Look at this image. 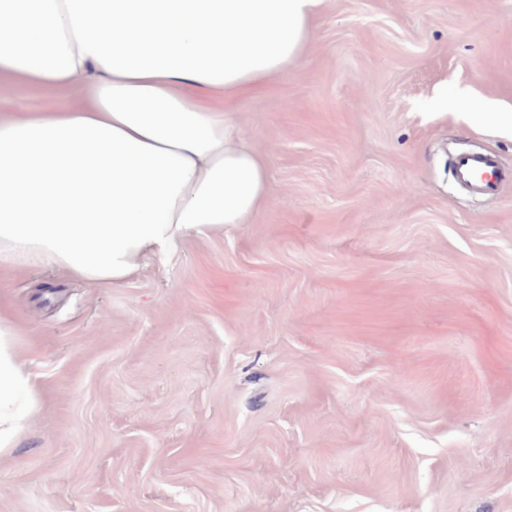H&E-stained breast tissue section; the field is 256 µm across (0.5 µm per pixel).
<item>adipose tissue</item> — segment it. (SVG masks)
Returning a JSON list of instances; mask_svg holds the SVG:
<instances>
[{
	"mask_svg": "<svg viewBox=\"0 0 512 512\" xmlns=\"http://www.w3.org/2000/svg\"><path fill=\"white\" fill-rule=\"evenodd\" d=\"M321 2L0 0V77L78 99L0 114V268L121 288L145 257L267 207L266 156L183 87L229 100L287 70ZM41 403L0 315V457Z\"/></svg>",
	"mask_w": 512,
	"mask_h": 512,
	"instance_id": "adipose-tissue-1",
	"label": "adipose tissue"
}]
</instances>
